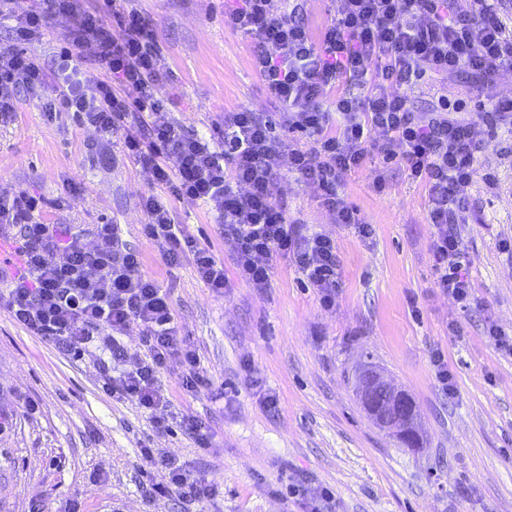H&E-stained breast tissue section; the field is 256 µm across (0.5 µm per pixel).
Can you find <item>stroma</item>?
<instances>
[{"label":"stroma","mask_w":512,"mask_h":512,"mask_svg":"<svg viewBox=\"0 0 512 512\" xmlns=\"http://www.w3.org/2000/svg\"><path fill=\"white\" fill-rule=\"evenodd\" d=\"M231 0H130L151 24L177 81L172 119L207 133L225 113L249 109L278 119L280 108L253 66L255 48L224 25ZM68 18L51 21L28 53L53 78ZM417 112L439 99L475 118L483 98H512V73L496 72L481 90L470 70L404 88ZM30 191L49 206L45 224L89 232L118 224L143 258L141 271L165 289L180 334L200 357L209 384H179L182 367L161 374L173 415L202 420L209 447L180 428L154 433L141 409L102 389L97 352L75 357L30 335L0 308V512H306L294 485L329 489L332 512H512V357L487 336L512 332V138L489 137L480 175L462 191L470 309L439 293L430 253L424 187L377 153L341 186L374 234L334 223L317 185L282 163L271 192L290 218L332 236L341 265L336 304L322 307L294 266L279 263L269 288L238 279L224 228L208 208L174 198L152 172L104 141L73 114L48 120L24 96L0 124V190ZM164 199L176 222L224 264L231 286L216 293L192 263L167 264L145 237L143 201ZM456 324L459 335L449 332ZM442 352L456 391L447 394L432 363ZM384 371L421 416L424 443L404 448L357 398L354 375ZM278 404L270 408L266 395ZM161 449L192 473L215 480L204 503L146 495L163 470L140 471L142 446Z\"/></svg>","instance_id":"obj_1"}]
</instances>
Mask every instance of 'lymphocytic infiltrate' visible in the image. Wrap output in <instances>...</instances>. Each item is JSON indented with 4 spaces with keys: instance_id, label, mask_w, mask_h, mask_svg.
I'll return each instance as SVG.
<instances>
[{
    "instance_id": "f902f5d3",
    "label": "lymphocytic infiltrate",
    "mask_w": 512,
    "mask_h": 512,
    "mask_svg": "<svg viewBox=\"0 0 512 512\" xmlns=\"http://www.w3.org/2000/svg\"><path fill=\"white\" fill-rule=\"evenodd\" d=\"M499 0H467L453 11L449 0H332L333 17L321 41H313L302 18L285 0H240L225 11L224 24L249 36L254 64L268 93L281 105V121L264 113L228 112L224 132L206 138L174 123L155 86L170 75L148 21L121 0H106L111 16L85 11L77 0H33L16 13L15 0H0V24L9 25L13 49L0 63V123L11 121L20 95L38 99L47 117L75 112L102 136L124 133L128 154L150 169L157 183L177 199L204 203L224 226V243L238 277L257 289L269 287L277 260L292 264L314 288L321 305L336 302L340 261L336 241L307 225L289 222L270 186L282 157L304 179L316 184L335 223L354 227L370 238L371 225L359 222L339 187L357 169L369 148L384 161L398 162L425 188L435 286L460 309L474 300L464 273L461 224L465 221L463 187L478 175L483 142L500 127L512 126V99L494 100L476 119L460 120L446 112L413 111L402 86H413L426 72L448 75L460 68L486 75L512 70V30L499 18ZM71 20L53 87H46L41 65L22 44L44 35L52 19ZM121 38H114L113 27ZM95 45L102 77L82 74L73 51ZM366 88L363 96L337 97L334 111L320 99L339 78ZM146 113L145 132H127L130 117ZM338 125H331V114ZM305 136L304 146L282 152L276 127ZM176 156L177 176L165 161ZM41 197L25 191L0 192V223L20 228L16 241L24 267L17 275L0 272V307L31 335L62 351L81 355L89 348L120 359L119 340L130 324L144 332V359L109 387L112 396L134 402L148 413L156 432L172 425L207 447L205 424L187 417L173 420L160 375L170 360L183 371L184 391L206 386L196 349L181 336L171 302L158 282L141 272L142 259L128 248L117 224H98L93 246L80 233L39 222ZM143 234L164 260L187 256L197 278L212 291L229 285L224 265L176 224L170 209L148 196ZM140 468H163L165 484L154 493L202 502L216 492L213 480L183 468L158 449L140 450Z\"/></svg>"
}]
</instances>
